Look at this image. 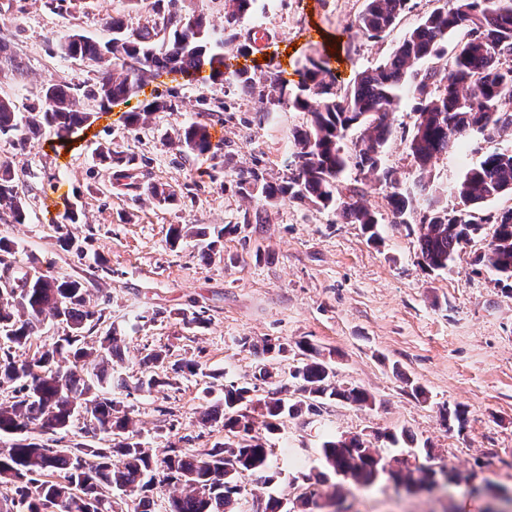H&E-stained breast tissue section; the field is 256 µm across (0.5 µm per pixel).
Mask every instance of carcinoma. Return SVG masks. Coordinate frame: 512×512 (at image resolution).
<instances>
[{
	"mask_svg": "<svg viewBox=\"0 0 512 512\" xmlns=\"http://www.w3.org/2000/svg\"><path fill=\"white\" fill-rule=\"evenodd\" d=\"M154 0V19L133 30L115 17L105 21L112 38L96 42L74 33L59 42L65 56L90 67L95 82L89 92L102 105L128 102L138 97L145 78L155 72L179 74L184 78L211 69V78L224 80V55L219 49L234 41L214 36L204 12L188 14L182 9L160 6ZM412 0H365L357 16L356 33L380 39L392 30L400 15L412 8ZM254 0H227L224 28H231L251 12ZM461 35L457 50L448 63L444 56L448 36ZM433 59L431 66L420 63ZM23 72V63L7 41L0 40V76ZM273 94L259 91L272 105L283 102L298 112H307L309 123L292 132L294 151L287 180L278 185H258L254 170L238 174L241 193L252 195L256 187L268 204L279 201H309L331 209L347 224H361L369 239L380 238L376 213L363 203L366 189L346 185L344 175L354 168L388 188L385 195L393 224H420V255L432 271L445 270L462 244L479 236L487 224L494 232L487 250L475 264L512 279V208L498 214L480 215V205L512 194V151L482 155L463 178L451 185L450 193L462 203L461 209L439 206L436 198L425 199L433 188L432 162L438 155L462 143L479 153L481 142L512 130V0H448L423 17L408 31L389 57L375 68L359 73L353 83L341 88L321 60L309 61L299 83V93L288 96L285 81L268 71ZM408 90L415 102V120L407 131L406 146L413 160L415 177L407 183L385 165L386 144L393 133L392 112L400 93ZM80 86L66 80H52L41 88L40 105L19 116L13 101L0 97V138L25 145L44 128L53 130L60 142L90 126L92 112L79 107ZM178 97L158 96L127 115L134 127L154 112H176ZM359 131L354 138L349 132ZM186 152L204 153L212 148L207 125L194 123L179 139ZM115 171L116 184L134 177L136 157L102 155ZM135 188L160 203L176 199L173 190L140 182ZM0 213L13 224L26 220V206L10 165H0ZM78 223L70 209L64 216L59 241L65 249L83 252L69 230ZM12 244L0 239V265L11 270L12 286L0 290V389L12 392V400L0 404V483L13 495L0 498V512H45L48 502L58 512H98L96 503L106 500L104 512H124L126 498L134 496L131 512H155L156 498L169 485L182 486L183 493L165 500V512H237L245 475L270 467L274 448L266 434H274L280 421L307 406L319 409L324 399H338L363 407L373 401L358 387L335 381L333 368L312 343L301 340L296 347L302 362L291 373L295 402L282 396L289 391L281 385L263 402L261 434L245 420L240 408L250 399L251 388L230 383L224 386L222 406L203 412L204 424L220 426L234 440L218 442L197 452L172 442L161 448H147L140 439L130 413L121 402L108 396L112 389L147 391L165 384L152 375L134 386L119 380L112 384V370L123 361L121 337L108 330L98 339L87 333L101 317L85 308L87 288L77 279L60 278L50 271L19 272L10 260ZM48 319L65 325L64 335L42 345L33 354L24 352L40 326ZM95 362L85 371L87 360ZM91 416L80 432L108 442L94 447L78 443L72 448H53L37 441L33 433L66 435L81 417ZM448 429L463 431L465 412L445 408L441 412ZM395 443L390 431L374 438L330 436L321 452L327 466L337 475L367 486L384 475L397 476L409 485H431L438 476L457 478L442 467L404 463L395 472L391 460L380 450L381 441Z\"/></svg>",
	"mask_w": 512,
	"mask_h": 512,
	"instance_id": "cac0c4a2",
	"label": "carcinoma"
}]
</instances>
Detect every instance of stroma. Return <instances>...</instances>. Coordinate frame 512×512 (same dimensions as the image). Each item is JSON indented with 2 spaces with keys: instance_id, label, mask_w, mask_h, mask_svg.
<instances>
[{
  "instance_id": "1",
  "label": "stroma",
  "mask_w": 512,
  "mask_h": 512,
  "mask_svg": "<svg viewBox=\"0 0 512 512\" xmlns=\"http://www.w3.org/2000/svg\"><path fill=\"white\" fill-rule=\"evenodd\" d=\"M364 4L256 0L237 32L239 40L255 28L265 33L260 50L241 56L232 42L224 53L233 69L246 70L259 87L267 63L280 66L292 88L313 58L327 60L346 86L383 63L436 6L435 0H415L393 30L372 41L353 27ZM109 15L131 28L148 18L131 0H0V38L25 65L23 77H0V96L24 114L39 105L49 80L92 84L93 72L62 56L57 42L73 33L110 39L102 24ZM170 90L179 95V111L153 113L132 129L125 106L103 110L97 101L82 99V108L95 115L92 136L75 138L64 157L54 152L56 137L49 129L23 147L0 139V164L15 170L27 210L25 223L0 221V238L14 243L17 264L84 281L87 308L103 314L96 335L113 329L125 338L118 370L128 381L147 375L143 356L160 348L168 353L156 369L168 376V385L116 395L142 440L157 446L187 436L200 451L223 441V429L202 424L200 415L219 402L230 382L252 387V401L241 411L261 422L257 401L270 386L256 381L258 365L289 382L300 363L295 343L306 340L335 367L338 383L360 387L374 404L327 400L318 412L284 417L270 438V471L242 480L243 512H253L257 499L296 498L305 487L301 475L318 479L328 436L385 430L401 435L386 456L400 459L428 444L433 465L460 473V480L432 494L385 480L371 487L341 477L332 485L318 480L323 496H335V512H512V501L498 494L502 487L512 491V280H498L474 263L486 251L492 227L464 243L448 270L431 271L421 259L418 225L391 224L383 185L369 183L365 197L379 220L377 243L361 225L343 223L313 203L269 205L261 193L243 195L236 184L240 171L256 170L269 184L286 180L291 132L306 125L308 114L285 104L267 108L225 81L192 82L165 72L149 78L139 97L145 101ZM412 105L411 96L403 95L385 154L386 165L404 181L415 173L402 137L414 121ZM197 122L224 136L210 152H182L179 138ZM105 149L135 154L140 180L172 186L176 200L161 204L115 184L111 168L98 157ZM478 160L456 147L435 160L442 205L458 207L447 189ZM69 203L81 211L72 227L84 240L80 256L58 242L56 226ZM258 211L262 223H244V216ZM174 224L189 225L193 234L173 247L168 233ZM227 224L240 225V232L225 235L217 254L203 256L205 234ZM201 310L207 324H186ZM245 336L254 342L277 339L290 348L261 357L241 346ZM184 359L197 361L200 373L174 372V363ZM417 386L426 399L414 396ZM445 407L466 411L463 432L446 430L440 417Z\"/></svg>"
}]
</instances>
